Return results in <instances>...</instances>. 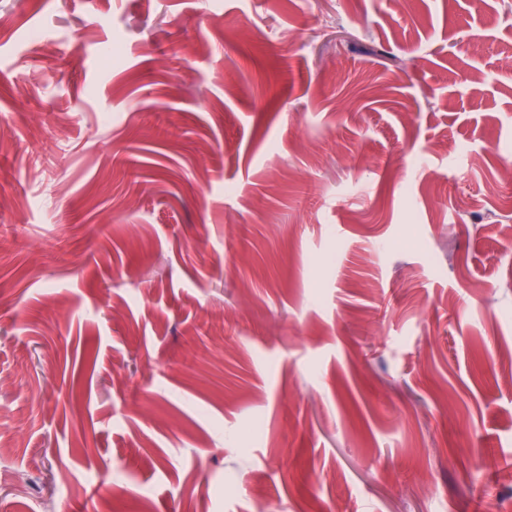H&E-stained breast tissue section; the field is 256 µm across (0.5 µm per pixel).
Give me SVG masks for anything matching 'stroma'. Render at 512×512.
I'll use <instances>...</instances> for the list:
<instances>
[{"label":"stroma","mask_w":512,"mask_h":512,"mask_svg":"<svg viewBox=\"0 0 512 512\" xmlns=\"http://www.w3.org/2000/svg\"><path fill=\"white\" fill-rule=\"evenodd\" d=\"M511 56L512 0H0V512H512Z\"/></svg>","instance_id":"1"}]
</instances>
